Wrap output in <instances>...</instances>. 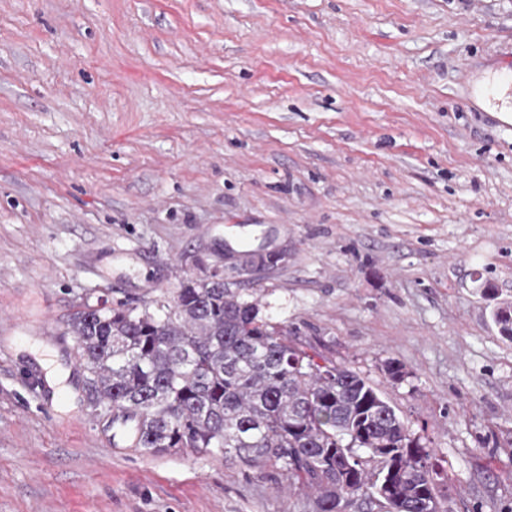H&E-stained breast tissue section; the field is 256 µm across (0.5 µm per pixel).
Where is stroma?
<instances>
[{
	"label": "stroma",
	"mask_w": 512,
	"mask_h": 512,
	"mask_svg": "<svg viewBox=\"0 0 512 512\" xmlns=\"http://www.w3.org/2000/svg\"><path fill=\"white\" fill-rule=\"evenodd\" d=\"M507 57L512 0H0V512H309L220 452L113 444L64 332L216 270L386 393L448 512H512L483 295L512 301V126L475 99ZM28 341L72 403L27 386ZM226 257L235 258L241 264V268L244 271H260L267 267L274 266L281 261L285 254L282 251L279 252H268L262 249L253 250L250 252L235 254L229 249H225Z\"/></svg>",
	"instance_id": "obj_1"
}]
</instances>
